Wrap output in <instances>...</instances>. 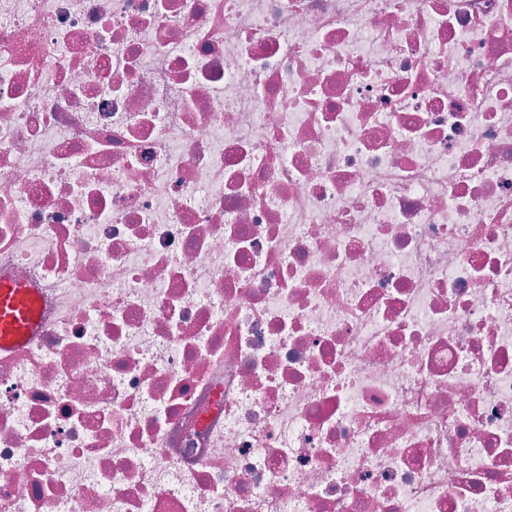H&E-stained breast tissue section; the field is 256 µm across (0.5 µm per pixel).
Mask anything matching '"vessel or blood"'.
Masks as SVG:
<instances>
[{
	"mask_svg": "<svg viewBox=\"0 0 512 512\" xmlns=\"http://www.w3.org/2000/svg\"><path fill=\"white\" fill-rule=\"evenodd\" d=\"M34 289L0 283V352L16 348L38 336L40 322L33 305Z\"/></svg>",
	"mask_w": 512,
	"mask_h": 512,
	"instance_id": "1",
	"label": "vessel or blood"
}]
</instances>
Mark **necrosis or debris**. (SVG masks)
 <instances>
[{
  "instance_id": "necrosis-or-debris-1",
  "label": "necrosis or debris",
  "mask_w": 512,
  "mask_h": 512,
  "mask_svg": "<svg viewBox=\"0 0 512 512\" xmlns=\"http://www.w3.org/2000/svg\"><path fill=\"white\" fill-rule=\"evenodd\" d=\"M0 512H512V0H0ZM34 288L0 283V352L16 348L38 336L40 322L33 305Z\"/></svg>"
}]
</instances>
